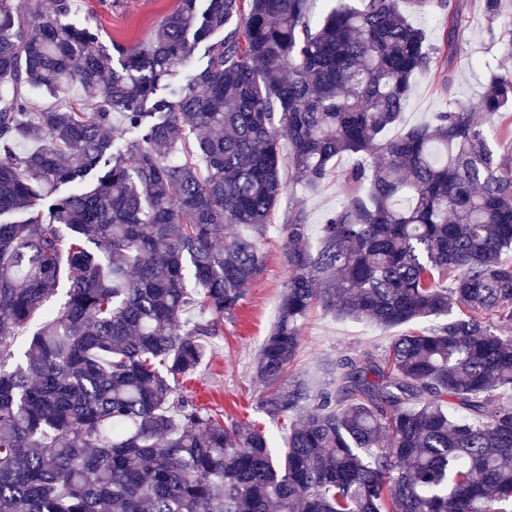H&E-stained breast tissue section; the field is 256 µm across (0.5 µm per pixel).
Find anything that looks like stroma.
<instances>
[{
	"mask_svg": "<svg viewBox=\"0 0 512 512\" xmlns=\"http://www.w3.org/2000/svg\"><path fill=\"white\" fill-rule=\"evenodd\" d=\"M78 18L101 31L104 42L128 48L146 44L160 19L171 13L178 0H76ZM459 46L454 59L439 57L426 73L417 75L413 91L402 114L401 128L428 121L433 112L453 101L478 102L488 68L512 74V55H505L503 21L489 22L483 0H457ZM290 167H282L287 186L280 196L273 222L260 242L263 268L248 286L246 297L235 316L225 320L220 335L207 338L206 357L197 371L180 380V393L212 411L225 423L254 422L265 428L274 455L285 452L288 442L283 422L271 421L259 409L266 390L255 376L258 351L272 329L280 295L288 278L283 260L281 224L288 214L300 210L310 228V244L318 246L325 216L343 199L336 175H329L309 189L290 183ZM394 333L373 325L343 320L315 310L301 333V345L288 380L302 379L312 389L329 385L337 358L365 351L383 355Z\"/></svg>",
	"mask_w": 512,
	"mask_h": 512,
	"instance_id": "35a3bbf8",
	"label": "stroma"
}]
</instances>
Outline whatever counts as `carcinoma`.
Masks as SVG:
<instances>
[{
  "instance_id": "obj_1",
  "label": "carcinoma",
  "mask_w": 512,
  "mask_h": 512,
  "mask_svg": "<svg viewBox=\"0 0 512 512\" xmlns=\"http://www.w3.org/2000/svg\"><path fill=\"white\" fill-rule=\"evenodd\" d=\"M309 2L179 0L128 51L72 0H0V512H512V155L489 136L512 74L388 137L414 77L457 53L453 0H336L319 20ZM434 4L441 47L407 16ZM285 145L307 187L353 163L317 251L302 211L282 227L256 360L261 410L291 419L277 457L174 382L260 273ZM315 307L443 322L337 359L313 392L283 375Z\"/></svg>"
}]
</instances>
